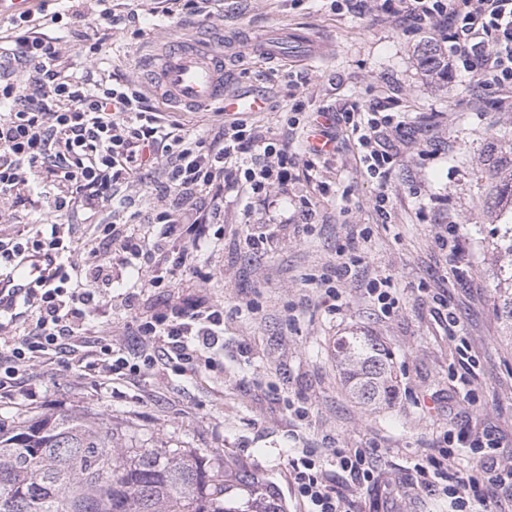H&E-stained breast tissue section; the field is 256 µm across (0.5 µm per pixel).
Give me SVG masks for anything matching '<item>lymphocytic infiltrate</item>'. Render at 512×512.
Instances as JSON below:
<instances>
[{
	"instance_id": "1",
	"label": "lymphocytic infiltrate",
	"mask_w": 512,
	"mask_h": 512,
	"mask_svg": "<svg viewBox=\"0 0 512 512\" xmlns=\"http://www.w3.org/2000/svg\"><path fill=\"white\" fill-rule=\"evenodd\" d=\"M60 0H46L39 19L22 14L17 32L0 43V197L37 199L46 212L87 213L91 233L74 247L66 224H30L22 238L0 235V276L25 271L32 287L21 298L0 297V390L49 353L99 377L124 375L129 362L112 347L110 328L89 319L112 296L116 275L130 267L153 287L175 282L178 269L199 263L200 240L224 221V201L234 197L251 215L271 195L291 193L293 173L314 169L336 154V122L348 125L361 172L375 181V209L389 218V191L397 162L390 137L404 125L386 104L354 98L342 108L320 109L319 121L300 120L305 102L294 98L279 127L242 118L221 120L213 132L187 137L170 131L142 88L129 80L94 78L97 58L83 73L63 62L58 39L38 23H55ZM347 11L371 15L409 31L438 27L449 70L464 74L478 97L512 91V0H343ZM156 176L151 216L136 207L134 189L145 173ZM167 225L165 234L138 235L131 225ZM123 311L148 345L142 363L154 367L151 349L165 348L169 362L211 367L208 352L224 335V309L199 300L186 310L146 308L131 285ZM474 463L449 469L457 447ZM492 430L467 425L448 433L436 453L413 466L416 485L450 500L452 512H499L512 502V464L497 461ZM337 466L359 486H378L381 473L369 450H335ZM289 480L307 512H345L342 494L321 476L311 451L290 462Z\"/></svg>"
}]
</instances>
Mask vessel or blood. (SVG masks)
Instances as JSON below:
<instances>
[{
	"mask_svg": "<svg viewBox=\"0 0 512 512\" xmlns=\"http://www.w3.org/2000/svg\"><path fill=\"white\" fill-rule=\"evenodd\" d=\"M299 44V51L286 53L287 42ZM315 40L312 35L296 32L266 36L258 50L269 58H282L292 55L298 62L308 61L312 53L311 45ZM159 89L175 106H208L222 104L225 113L260 112L264 109L262 95H237L224 89V51L219 46L202 47L187 45L176 41L169 44L157 67Z\"/></svg>",
	"mask_w": 512,
	"mask_h": 512,
	"instance_id": "vessel-or-blood-1",
	"label": "vessel or blood"
}]
</instances>
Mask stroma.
<instances>
[{
  "label": "stroma",
  "instance_id": "35a3bbf8",
  "mask_svg": "<svg viewBox=\"0 0 512 512\" xmlns=\"http://www.w3.org/2000/svg\"><path fill=\"white\" fill-rule=\"evenodd\" d=\"M159 0H112L115 12H137L139 20L109 33L99 47L105 72L147 87L143 62L170 39L200 45L226 41L224 69L229 92L263 91L262 123L279 126L291 89L289 74L309 80L307 112L342 106L352 96L388 100L419 134L401 154L392 174L393 209L382 221L373 208L376 186L359 174L357 149L337 126L338 151L296 196L317 202L316 224L276 229L273 221L293 208L274 202L254 211V232L278 233L272 249L253 253L246 243L240 206L226 208L210 227L212 244L201 257L211 276L206 298L224 306V346L215 350L216 370L178 372L167 361L142 376L100 380L79 369L64 370L54 357L35 385L15 387L0 398V419L45 413H89L111 421L124 446L165 448L204 455L213 470L240 464L262 479L284 512H304L288 483L289 462L302 449L321 459L324 478L345 498L348 512H384L381 491L357 489L336 467L333 449L372 448L384 480L398 487L396 512H448L440 494L413 488L411 469L441 444L448 431L471 420L491 427L501 460L512 459V332L497 316L488 284L504 275L512 259L501 247L512 227V203L498 199L512 169L488 168L489 155L512 147V112L497 100H476L467 78L426 75L418 60L424 44L439 42L422 27L409 32L345 11L328 0H211L210 16L158 22ZM80 16L63 11L49 35L60 37L65 57L82 71L88 42L82 16H94L85 0ZM297 26L317 32L325 56L301 64L269 61L246 50L270 31ZM148 96L164 115L180 120V134H205L214 106L183 110ZM456 222L472 259L449 260L438 238ZM356 258L342 291L339 313L329 311L313 278L333 273L340 255ZM390 278L399 308L381 313L367 292L373 279ZM443 297L459 324L449 329L434 313ZM297 313L295 326L285 323ZM345 336L375 337L392 356L395 394L390 403L366 407L344 385L337 344ZM475 360L471 387L459 381L457 343ZM308 416L298 420L296 407Z\"/></svg>",
  "mask_w": 512,
  "mask_h": 512
}]
</instances>
